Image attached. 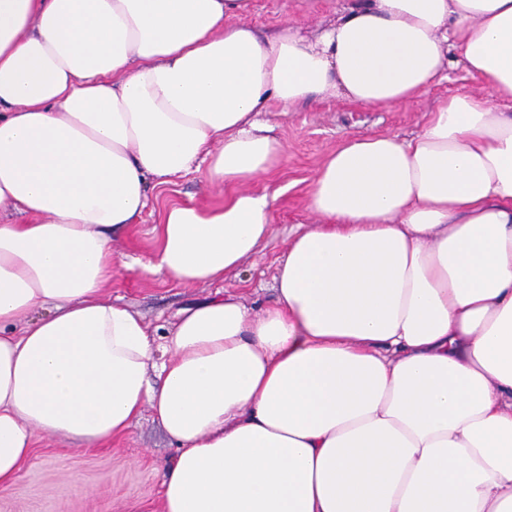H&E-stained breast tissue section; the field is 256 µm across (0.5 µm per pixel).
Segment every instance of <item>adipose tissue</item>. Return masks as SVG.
<instances>
[{
    "mask_svg": "<svg viewBox=\"0 0 512 512\" xmlns=\"http://www.w3.org/2000/svg\"><path fill=\"white\" fill-rule=\"evenodd\" d=\"M251 0H0V495L40 435L92 448L151 409L163 512H512V0H354L270 39ZM483 91L324 161L276 298L182 309L163 343L104 297L115 232L209 158L145 265L219 282L271 233L261 116L312 98Z\"/></svg>",
    "mask_w": 512,
    "mask_h": 512,
    "instance_id": "obj_1",
    "label": "adipose tissue"
}]
</instances>
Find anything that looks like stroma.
Segmentation results:
<instances>
[{
	"instance_id": "obj_1",
	"label": "stroma",
	"mask_w": 512,
	"mask_h": 512,
	"mask_svg": "<svg viewBox=\"0 0 512 512\" xmlns=\"http://www.w3.org/2000/svg\"><path fill=\"white\" fill-rule=\"evenodd\" d=\"M349 0H253L248 18L255 30L270 34L285 20L314 29L334 20ZM478 80L460 66L434 82L413 101L372 109L341 97L302 102L283 113L272 109L267 118L286 147L284 162L252 183L257 192L275 195L270 238L223 281L177 285L159 273L142 269L158 247L156 228L164 211L175 204L214 208L224 193L211 187L205 169H196L149 194L139 221L115 237L116 248L134 259L132 268L117 271L106 292L137 311L156 339H163L180 309L227 291L248 305L262 308L274 300V275L290 237L314 218L307 199L314 176L327 155L348 137L397 134L409 138L426 124L430 112L453 94H471ZM176 455L152 411L123 436L96 448H80L60 435L44 436L21 471L22 496L1 498L0 512H162L157 493L165 466Z\"/></svg>"
}]
</instances>
